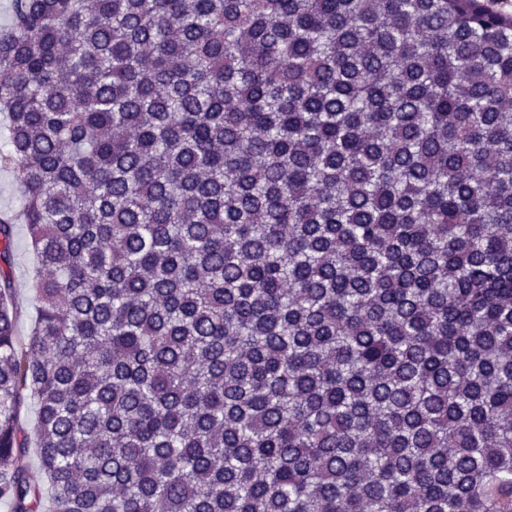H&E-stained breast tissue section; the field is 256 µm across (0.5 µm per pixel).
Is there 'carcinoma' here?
<instances>
[{"mask_svg": "<svg viewBox=\"0 0 512 512\" xmlns=\"http://www.w3.org/2000/svg\"><path fill=\"white\" fill-rule=\"evenodd\" d=\"M0 114L11 512H512L511 14L11 0ZM23 205L15 173L8 168H0V213L17 211ZM12 278L15 283V302L21 309L17 324L18 336H27L31 321L33 291L30 288L34 268V254L29 245L26 225L16 224L13 246Z\"/></svg>", "mask_w": 512, "mask_h": 512, "instance_id": "cac0c4a2", "label": "carcinoma"}]
</instances>
